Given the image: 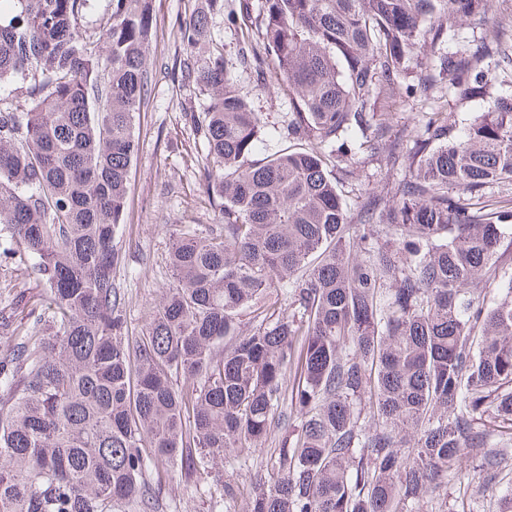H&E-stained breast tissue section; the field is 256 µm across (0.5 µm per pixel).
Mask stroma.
<instances>
[{"label": "stroma", "instance_id": "35a3bbf8", "mask_svg": "<svg viewBox=\"0 0 512 512\" xmlns=\"http://www.w3.org/2000/svg\"><path fill=\"white\" fill-rule=\"evenodd\" d=\"M199 2L152 0L156 28L146 54L151 81L140 109L139 152L119 232L123 261L113 273L125 293V318L133 333L148 325L171 279L168 251L173 233L182 228L201 229L215 221L200 173L205 147L188 118L189 113L204 111L207 98L195 84L182 80L178 70L183 53L179 24L188 20ZM210 32L223 46L230 73L254 110L268 125L286 127L288 96L262 87L254 70L240 66L243 42L239 29L227 27L218 15ZM42 294L36 274L19 258L10 229L0 224V357L10 352L14 328L39 305ZM270 469L271 451L265 448L246 462L227 456L222 474L225 481L245 492L267 480ZM161 495L167 512H210L209 501L176 472L163 475Z\"/></svg>", "mask_w": 512, "mask_h": 512}]
</instances>
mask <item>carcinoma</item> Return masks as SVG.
Here are the masks:
<instances>
[{
  "label": "carcinoma",
  "instance_id": "carcinoma-1",
  "mask_svg": "<svg viewBox=\"0 0 512 512\" xmlns=\"http://www.w3.org/2000/svg\"><path fill=\"white\" fill-rule=\"evenodd\" d=\"M95 2L0 0V224L46 288L0 360V512H163L152 474L168 467L220 512L237 493L214 467L269 444L248 512H448L436 489L465 458L496 482L512 278L490 307L485 291L512 239V13L240 0V64L291 104L272 133L223 50H201L224 13L205 0L179 26V71L209 99L194 126L217 223L174 235L172 280L130 336L112 271L155 17L108 0L97 22ZM446 96L487 107L461 124L433 106ZM400 104L414 113L394 126ZM364 158L381 189L353 210L342 188Z\"/></svg>",
  "mask_w": 512,
  "mask_h": 512
}]
</instances>
